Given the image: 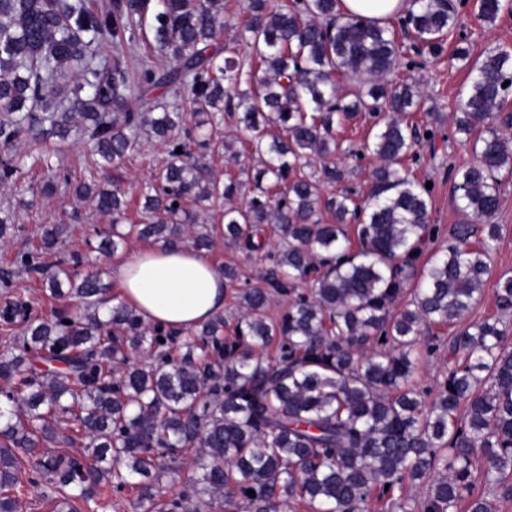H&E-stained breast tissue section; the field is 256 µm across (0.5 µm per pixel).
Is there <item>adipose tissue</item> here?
<instances>
[{
  "label": "adipose tissue",
  "instance_id": "1",
  "mask_svg": "<svg viewBox=\"0 0 512 512\" xmlns=\"http://www.w3.org/2000/svg\"><path fill=\"white\" fill-rule=\"evenodd\" d=\"M343 14L389 23L403 16L410 0H340ZM121 300L142 321L172 335L186 334L223 315L224 272L206 253L190 246L142 247L112 265Z\"/></svg>",
  "mask_w": 512,
  "mask_h": 512
}]
</instances>
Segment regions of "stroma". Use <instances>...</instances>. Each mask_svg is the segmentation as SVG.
<instances>
[{
	"instance_id": "stroma-1",
	"label": "stroma",
	"mask_w": 512,
	"mask_h": 512,
	"mask_svg": "<svg viewBox=\"0 0 512 512\" xmlns=\"http://www.w3.org/2000/svg\"><path fill=\"white\" fill-rule=\"evenodd\" d=\"M461 20L472 56H480L498 46L512 50V0H508L494 25L488 26L478 21L470 7L462 9ZM456 43V37H449L440 57L421 58L418 66L402 68L392 74L394 80L407 81L420 88L426 104L422 111L413 114L412 120L420 127L435 132L432 140L423 143L419 162L411 167L416 180L431 183L433 188L429 205L430 221L440 225L444 231L443 237L430 243L429 248L433 251L447 245L446 233L453 225L464 224L469 220L468 215L457 206L454 189L456 171L471 165L475 160L473 142L467 141L464 135L454 133L452 126V115L460 110V91L467 80L466 68L453 56ZM152 97L159 104L167 107L175 105L188 112L190 123L200 124L202 133L211 136L212 140L221 141L236 134L235 124L212 121L206 113L193 115L192 104L175 89L159 87L153 91ZM372 123V118L362 116L337 128L336 141L340 151L335 156V162L342 178L333 184H322V198L335 197L348 187L368 192L374 164L369 160L353 161L348 151L360 143ZM87 156L85 143L74 134L64 137L57 134L32 136L18 144L16 164L19 171L10 188H0V213H9L13 223L21 225L22 230L18 233L8 232L0 239V270L9 271L11 279L10 287L0 286V303L19 293L36 300V313L43 318L50 317L59 309H74L73 299L47 297L41 278L26 273L14 263L19 253L37 249L42 227L46 224L61 225L66 248L84 251L86 268L99 270L104 282H111V258L85 248V241L92 230L108 226L109 217L98 214L92 203H74L66 185H59L57 191L50 196L40 191L48 175L47 167L51 164H61L72 178L87 177ZM166 158L164 143L148 131H141L137 150L118 171L123 187L129 191L130 204L126 213L128 223L141 222L143 194ZM189 207L200 223L211 224L218 229L209 252L213 263L218 266L235 265L250 284L264 285L267 262L261 260L258 254L224 244V236L219 232L224 223V201H193ZM492 221L500 225L502 237L492 252L494 275L488 278L479 303L469 314L473 321L496 315L495 276L505 271L512 272V176L504 178L501 183L500 205Z\"/></svg>"
}]
</instances>
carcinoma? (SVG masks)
I'll list each match as a JSON object with an SVG mask.
<instances>
[{
  "mask_svg": "<svg viewBox=\"0 0 512 512\" xmlns=\"http://www.w3.org/2000/svg\"><path fill=\"white\" fill-rule=\"evenodd\" d=\"M337 5L247 0L237 38L221 47L230 25L223 0H111L101 8L92 0H0L1 187L19 171L11 149L46 124L85 140L101 169L120 168L147 130L168 146L146 196L149 222L119 230L127 195L119 181L79 183L75 200L90 199L112 218L86 245L115 253L134 234L212 248L214 228L195 223L184 202L230 200L242 181L217 180L199 163L195 148L210 142L185 113L157 111L147 95L166 85L196 111L234 120L244 137L218 147L236 163L258 161L241 173L259 194L224 209V242L260 251L266 224L279 239L264 257V287L241 284L237 268L224 266L239 302L234 336H224L218 316L180 340L123 303L101 317L109 286L78 271L82 256L61 248L60 225L43 226L41 247L15 263L80 307L50 318L34 315L30 300L0 307V329L22 323L16 352L0 356V512H17L25 468L31 486L55 489V512L99 504L105 486L135 490L142 512H285L293 501L306 512H458L463 502L465 512H493L475 491L478 463L486 484L512 495L511 274L497 278L498 316L465 322L500 238L499 225L487 223L499 208L500 177L512 175V149L494 125L512 88V51L496 47L472 60L457 34L468 83L454 133L474 140L477 160L456 172L455 190L459 208L479 223L455 225L448 246L423 263L426 243L443 234L429 223L432 190L405 164L420 160L424 133L407 118L424 98L413 84L385 80L416 61L388 27L344 16ZM411 5L400 26L420 55H440L458 29L460 3ZM502 9V0H475L486 25ZM142 43L170 57L172 69L158 74L147 55L130 67L127 53ZM342 80L350 93H339ZM382 110L390 119L376 121L352 154L379 161L369 192L359 203L350 189L328 200L336 223H320L319 182L342 177L326 162L337 152L336 125ZM312 155L324 160L321 180L291 178ZM47 255L55 256L50 265ZM413 279V301L395 308ZM308 281L311 295L269 315L272 293L292 294ZM434 326L456 332L446 342L425 335ZM273 342L271 360L264 349ZM445 344L453 365L440 390L414 388L418 349L431 356ZM64 421L81 450L38 451ZM188 453L195 475L170 492L163 480ZM424 480L423 497L410 501L405 486Z\"/></svg>",
  "mask_w": 512,
  "mask_h": 512,
  "instance_id": "obj_1",
  "label": "carcinoma"
}]
</instances>
